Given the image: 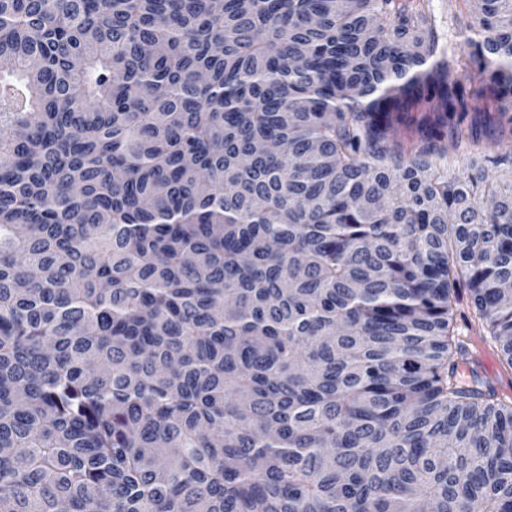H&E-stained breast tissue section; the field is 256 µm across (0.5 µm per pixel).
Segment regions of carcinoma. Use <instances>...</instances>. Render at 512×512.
Listing matches in <instances>:
<instances>
[{"mask_svg":"<svg viewBox=\"0 0 512 512\" xmlns=\"http://www.w3.org/2000/svg\"><path fill=\"white\" fill-rule=\"evenodd\" d=\"M405 0H0V512H512V151ZM419 105V145L393 133ZM503 188L480 199L490 172ZM463 127H468L470 138L463 140L457 147L452 145L450 140L446 142L448 147V163L457 173L464 174L469 159L476 152H493L512 150V140L507 135L493 136L488 123L483 117L475 118L474 112L470 111L465 116ZM474 142V143H473ZM482 344L490 353H492V355L494 357L493 366L495 368V376L494 377L488 376L487 373L485 372V370L483 369V368H485V365H486V359H485L484 355L481 353H477L474 355V361L480 363L483 368H481L480 365H476L475 367H473L474 370H476L484 379L489 381L497 389L499 394L511 396L512 395V371H510V369H508V368H507V370H505L503 368L502 356L500 354L499 349L496 347V345L494 346L492 344H490V345H486L484 343H482Z\"/></svg>","mask_w":512,"mask_h":512,"instance_id":"cac0c4a2","label":"carcinoma"}]
</instances>
